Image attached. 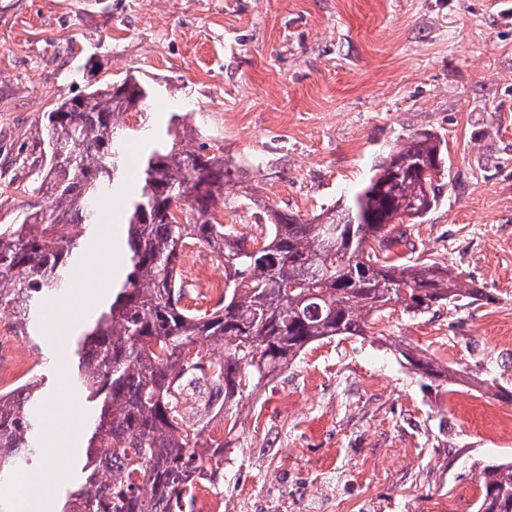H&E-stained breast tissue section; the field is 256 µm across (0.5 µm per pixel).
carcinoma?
I'll use <instances>...</instances> for the list:
<instances>
[{
  "mask_svg": "<svg viewBox=\"0 0 512 512\" xmlns=\"http://www.w3.org/2000/svg\"><path fill=\"white\" fill-rule=\"evenodd\" d=\"M151 98L149 87L126 77L45 113L51 206L0 228V307L42 296L59 286L64 267L81 263L98 202L124 190L125 116ZM185 119L172 114L167 138L156 136L141 154L122 216L124 280L80 343L79 379L95 407L78 452L84 483L67 492L61 512H182L196 473L224 462L226 444L201 429L221 412L237 419L245 396L309 345L364 337L396 305L418 316L493 300L447 266L394 252L407 242L401 225L422 219L443 193V174L419 172L444 155L434 134L396 145L360 191L311 220L271 211L263 240L249 246L214 219L217 204H227L226 163L203 146L185 148ZM189 244L224 260V294L210 310L180 306L177 262ZM396 352L422 376L453 380L425 357ZM39 386L31 378L0 391V477L35 459ZM479 487L477 512H512V461L483 467Z\"/></svg>",
  "mask_w": 512,
  "mask_h": 512,
  "instance_id": "cac0c4a2",
  "label": "carcinoma"
}]
</instances>
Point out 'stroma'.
<instances>
[{"label": "stroma", "instance_id": "35a3bbf8", "mask_svg": "<svg viewBox=\"0 0 512 512\" xmlns=\"http://www.w3.org/2000/svg\"><path fill=\"white\" fill-rule=\"evenodd\" d=\"M127 76L156 92L130 126L187 114L189 148L222 156L237 206H217L238 238L265 209L304 219L361 189L409 134L446 143L447 187L408 225L402 255L451 267L489 292L486 305L411 316L393 307L372 336L311 345L245 399L220 478V512H477L482 466L512 460V0H0V225L47 205L45 112ZM103 225L91 228L63 289L41 297L39 331L0 322V390L19 385L14 344L36 365L43 464L59 507L82 475L56 438L86 442L90 406L76 387V337L62 333L108 275ZM224 279L206 247L183 250V305L205 310L196 271ZM402 346L496 387L472 398L400 364Z\"/></svg>", "mask_w": 512, "mask_h": 512}]
</instances>
